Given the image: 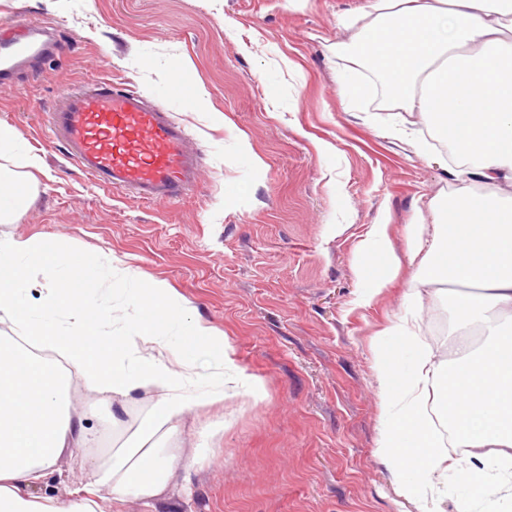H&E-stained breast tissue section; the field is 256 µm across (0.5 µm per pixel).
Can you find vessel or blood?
<instances>
[{
  "label": "vessel or blood",
  "mask_w": 512,
  "mask_h": 512,
  "mask_svg": "<svg viewBox=\"0 0 512 512\" xmlns=\"http://www.w3.org/2000/svg\"><path fill=\"white\" fill-rule=\"evenodd\" d=\"M65 43L48 27L23 24L18 37L0 38V84L25 64ZM51 143L100 187L157 206L179 202L199 184L200 156L172 112L109 80L72 86L45 115Z\"/></svg>",
  "instance_id": "vessel-or-blood-1"
}]
</instances>
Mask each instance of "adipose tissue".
<instances>
[{"label":"adipose tissue","instance_id":"ef3b65f1","mask_svg":"<svg viewBox=\"0 0 512 512\" xmlns=\"http://www.w3.org/2000/svg\"><path fill=\"white\" fill-rule=\"evenodd\" d=\"M366 17L357 59L373 79L354 96H372L375 78L384 79L394 103L428 116L435 138L449 143L453 179L512 186V0H371ZM41 170L40 156L17 153L13 127L1 122L0 223L19 216ZM434 210L433 244L419 224L408 225L407 239L413 254L433 253L417 270L420 284L445 278L461 287L457 359L449 366L424 352L401 371L399 346L417 341L406 320L391 331L397 349H379L375 363L386 417L376 453L418 512H436L428 493L452 469L479 497L512 500V198L460 188ZM80 278L90 287H75ZM111 282L123 286L130 311L115 326L104 320L99 295ZM5 320L18 336L0 337V512H97L109 496L164 502L177 475V418L222 403L228 381L256 397L263 391L237 370L227 338L191 319L165 283L110 261L85 262L61 239L0 236ZM473 326L485 335L478 349L465 335ZM133 335L168 359L125 349ZM76 375L120 407L140 390L157 399L67 498L39 496L35 487L58 461L96 437L70 404ZM431 405L447 416V431L429 418ZM454 445L468 449L467 468H458Z\"/></svg>","mask_w":512,"mask_h":512}]
</instances>
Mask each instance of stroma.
Here are the masks:
<instances>
[{
    "mask_svg": "<svg viewBox=\"0 0 512 512\" xmlns=\"http://www.w3.org/2000/svg\"><path fill=\"white\" fill-rule=\"evenodd\" d=\"M366 0H0V24L56 28L68 48L44 81L0 86V123L45 174L0 235L65 240L82 259L108 254L165 282L195 319L224 333L236 364L259 378L255 399L178 418L188 478L166 512H417L375 450L385 421L375 377L386 328L415 318V351L451 363L449 285L418 286L405 227L454 190L421 114L352 100L365 71L348 60ZM203 104L169 93L172 70ZM108 79L136 88L182 122L201 152L190 196L159 208L103 189L47 144L42 114L70 86ZM384 224L392 255H362ZM393 287L360 304L388 275ZM70 399L101 433L85 460L122 440L108 405L72 379ZM209 439H202L201 430Z\"/></svg>",
    "mask_w": 512,
    "mask_h": 512,
    "instance_id": "1",
    "label": "stroma"
}]
</instances>
